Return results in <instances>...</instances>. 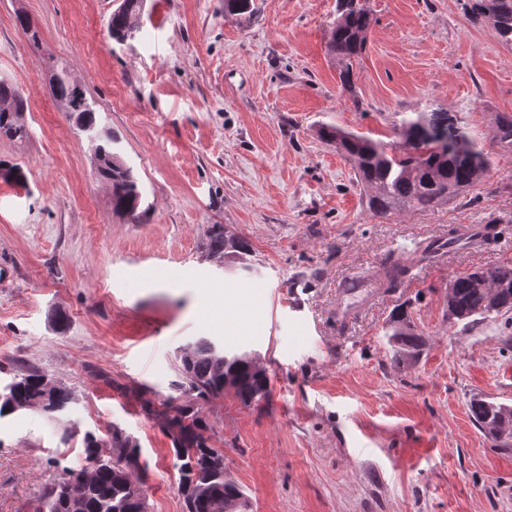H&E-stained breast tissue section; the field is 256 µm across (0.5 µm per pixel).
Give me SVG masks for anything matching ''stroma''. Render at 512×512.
<instances>
[{
    "instance_id": "stroma-1",
    "label": "stroma",
    "mask_w": 512,
    "mask_h": 512,
    "mask_svg": "<svg viewBox=\"0 0 512 512\" xmlns=\"http://www.w3.org/2000/svg\"><path fill=\"white\" fill-rule=\"evenodd\" d=\"M463 2L369 0L353 99L326 49L336 0H255L250 20L224 0H144L127 42L107 29L121 0H0V78L28 103L27 137L0 138L26 175L0 177V385L26 365L73 393L56 420L0 419V512H32L62 468L84 466L85 432L114 424L140 449L148 512H184L161 405L202 336L270 378L269 400L203 404L249 512H512V451L469 412L475 398L512 406V323L453 327L443 302L455 277L512 265V152L447 206L377 218L316 134L324 122L390 142L400 113L441 108L491 145L512 113V46ZM59 64L133 168L138 220L113 213L86 133L53 98ZM216 224L249 241L253 274L207 258ZM453 224L494 236L423 253ZM395 260L398 286L338 319L340 281ZM402 307L426 344L399 367L386 326Z\"/></svg>"
}]
</instances>
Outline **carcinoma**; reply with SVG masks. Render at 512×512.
<instances>
[{"label": "carcinoma", "mask_w": 512, "mask_h": 512, "mask_svg": "<svg viewBox=\"0 0 512 512\" xmlns=\"http://www.w3.org/2000/svg\"><path fill=\"white\" fill-rule=\"evenodd\" d=\"M367 0H337L336 21L327 43L328 54L338 64L343 91L353 104H359L352 80L354 65L366 49L372 23ZM143 0H122L109 24L112 38L127 41L136 38L139 29L131 16L140 14ZM224 11L248 19L257 13L254 0H224ZM475 24L490 26L497 39L512 44V0H471L467 7ZM53 96L77 115L80 126L94 142L97 176L111 188L112 211L140 218L142 191L135 173L114 150L110 133L99 129L97 112L81 88L59 66L52 75ZM27 107L26 99L14 84L0 80V137L23 139L28 135L17 120ZM317 135L336 143V149L355 168L356 181L368 189L366 205L375 216L433 210L448 204L488 170V153L458 125L455 116L443 109L404 112L394 125L397 144L373 140L341 128L323 124ZM494 141L512 150V114L495 118ZM207 256L242 270H249L250 243L241 237L224 234V226H212L206 243ZM448 322L471 327L494 317L512 316V267L479 269L454 278L445 294ZM393 359L404 364L418 357L425 342L412 325L408 310H398L390 319L387 332ZM182 403L164 406L167 430L179 461V490L186 512H243L246 495L224 474L218 463L221 450L208 444V423L201 402L224 395V379L233 382V394L242 403L265 400L270 395V379L254 357L247 353H226L212 341L201 338L184 350L178 368ZM47 374L34 366L17 370L12 381L0 390V418L21 410L40 409L54 415L64 411L73 399L71 390L55 382L52 399L44 402ZM470 411L475 425L499 446H512V406L474 400ZM109 446L101 447L102 437L92 432L82 439L85 465L65 469L50 486L36 512H147L145 470L131 436L119 425L107 430ZM84 478L79 502L66 499L68 484ZM201 484L207 494L191 491Z\"/></svg>", "instance_id": "cac0c4a2"}]
</instances>
